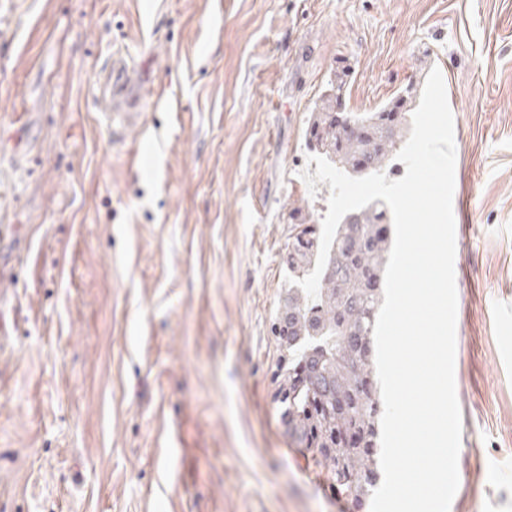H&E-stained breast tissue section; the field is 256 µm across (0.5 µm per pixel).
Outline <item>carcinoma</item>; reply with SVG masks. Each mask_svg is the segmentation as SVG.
<instances>
[{"label": "carcinoma", "mask_w": 512, "mask_h": 512, "mask_svg": "<svg viewBox=\"0 0 512 512\" xmlns=\"http://www.w3.org/2000/svg\"><path fill=\"white\" fill-rule=\"evenodd\" d=\"M350 70L335 73L332 93L310 114L307 138L314 150L353 177L393 173L398 144L409 121V84L368 112H346L336 123L334 104L345 95ZM356 125L359 133L348 135ZM299 231L288 244V272L307 276L317 252L320 225L293 208ZM393 218L374 200L339 224L320 279L318 297L287 290L278 310V334L289 358L276 401L288 432L327 470L336 493L359 501L380 480L378 389L374 325L383 303L384 271Z\"/></svg>", "instance_id": "obj_1"}]
</instances>
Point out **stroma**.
<instances>
[{
    "instance_id": "obj_1",
    "label": "stroma",
    "mask_w": 512,
    "mask_h": 512,
    "mask_svg": "<svg viewBox=\"0 0 512 512\" xmlns=\"http://www.w3.org/2000/svg\"><path fill=\"white\" fill-rule=\"evenodd\" d=\"M118 54L181 110L113 129ZM342 66L353 112L443 75L450 512H512V0H0V512H370L274 401L291 211H328L306 129Z\"/></svg>"
}]
</instances>
